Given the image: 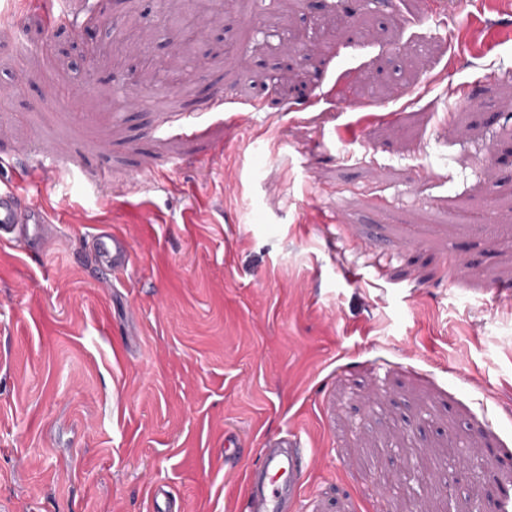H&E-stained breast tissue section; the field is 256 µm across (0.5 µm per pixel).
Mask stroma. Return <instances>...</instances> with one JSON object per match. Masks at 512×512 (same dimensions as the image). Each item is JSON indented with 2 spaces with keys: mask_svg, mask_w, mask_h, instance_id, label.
<instances>
[{
  "mask_svg": "<svg viewBox=\"0 0 512 512\" xmlns=\"http://www.w3.org/2000/svg\"><path fill=\"white\" fill-rule=\"evenodd\" d=\"M319 11L347 23L308 55L309 0H195L184 56L156 0H0V184L52 215L0 248V512H240L282 438L291 512H502L512 0ZM106 19L145 46L85 75ZM93 238V256L99 268L114 275L128 267L131 252L124 238L106 229H101Z\"/></svg>",
  "mask_w": 512,
  "mask_h": 512,
  "instance_id": "stroma-1",
  "label": "stroma"
}]
</instances>
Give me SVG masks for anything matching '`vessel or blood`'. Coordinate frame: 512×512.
Returning a JSON list of instances; mask_svg holds the SVG:
<instances>
[{
	"label": "vessel or blood",
	"mask_w": 512,
	"mask_h": 512,
	"mask_svg": "<svg viewBox=\"0 0 512 512\" xmlns=\"http://www.w3.org/2000/svg\"><path fill=\"white\" fill-rule=\"evenodd\" d=\"M46 214L27 204L13 188H0V247H12L40 238ZM93 256L109 274L124 271L131 252L121 236L100 230L94 236ZM309 463L297 443L282 441L264 449L260 462L247 473L244 512H288L306 482Z\"/></svg>",
	"instance_id": "vessel-or-blood-1"
}]
</instances>
